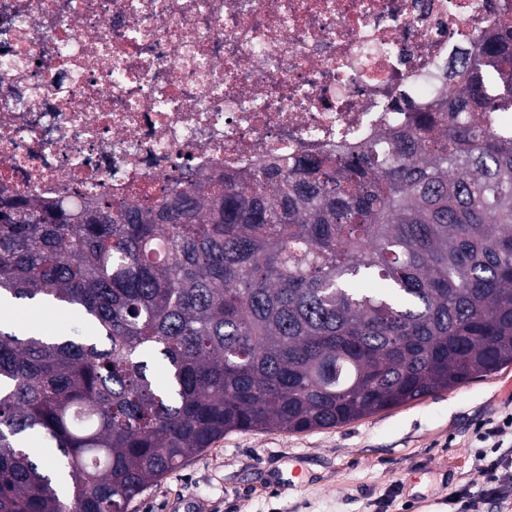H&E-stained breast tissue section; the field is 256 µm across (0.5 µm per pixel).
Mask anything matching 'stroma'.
<instances>
[{
    "mask_svg": "<svg viewBox=\"0 0 512 512\" xmlns=\"http://www.w3.org/2000/svg\"><path fill=\"white\" fill-rule=\"evenodd\" d=\"M512 413V365L338 427L233 432L139 495L128 512H512L478 459Z\"/></svg>",
    "mask_w": 512,
    "mask_h": 512,
    "instance_id": "stroma-1",
    "label": "stroma"
}]
</instances>
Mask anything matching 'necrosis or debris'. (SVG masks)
<instances>
[{
  "label": "necrosis or debris",
  "mask_w": 512,
  "mask_h": 512,
  "mask_svg": "<svg viewBox=\"0 0 512 512\" xmlns=\"http://www.w3.org/2000/svg\"><path fill=\"white\" fill-rule=\"evenodd\" d=\"M506 0H0V199L131 203L435 110ZM67 44L68 55L57 52Z\"/></svg>",
  "instance_id": "obj_1"
}]
</instances>
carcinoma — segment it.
I'll use <instances>...</instances> for the list:
<instances>
[{
    "label": "carcinoma",
    "instance_id": "1",
    "mask_svg": "<svg viewBox=\"0 0 512 512\" xmlns=\"http://www.w3.org/2000/svg\"><path fill=\"white\" fill-rule=\"evenodd\" d=\"M448 102L147 208L0 200V512H126L233 431L338 427L512 364V8ZM36 443L43 453L34 454ZM23 325L38 329L43 334H57L60 332L70 336L81 334L85 327L80 320L66 311L44 312L43 308H33L22 317Z\"/></svg>",
    "mask_w": 512,
    "mask_h": 512
}]
</instances>
